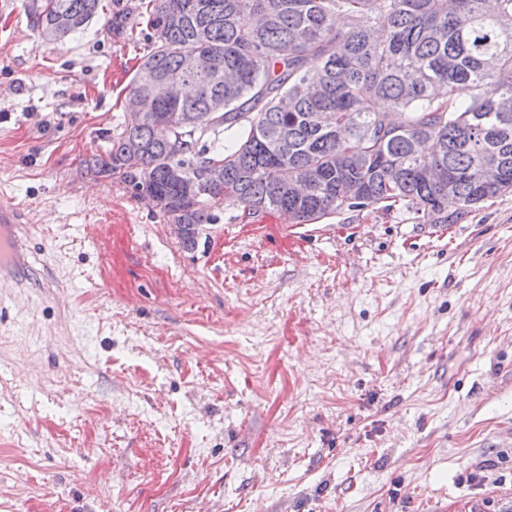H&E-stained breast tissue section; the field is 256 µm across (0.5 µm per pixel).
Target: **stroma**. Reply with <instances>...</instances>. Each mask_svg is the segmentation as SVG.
Returning a JSON list of instances; mask_svg holds the SVG:
<instances>
[{"label":"stroma","mask_w":512,"mask_h":512,"mask_svg":"<svg viewBox=\"0 0 512 512\" xmlns=\"http://www.w3.org/2000/svg\"><path fill=\"white\" fill-rule=\"evenodd\" d=\"M0 17V512H512V193L307 224L212 207L187 248L85 162L146 20L46 41ZM28 208L0 193V279L23 286L21 274L28 265V238L32 220Z\"/></svg>","instance_id":"obj_1"}]
</instances>
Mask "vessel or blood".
<instances>
[{"mask_svg":"<svg viewBox=\"0 0 512 512\" xmlns=\"http://www.w3.org/2000/svg\"><path fill=\"white\" fill-rule=\"evenodd\" d=\"M31 219L24 204L0 193V279L21 283L28 265Z\"/></svg>","mask_w":512,"mask_h":512,"instance_id":"vessel-or-blood-1","label":"vessel or blood"}]
</instances>
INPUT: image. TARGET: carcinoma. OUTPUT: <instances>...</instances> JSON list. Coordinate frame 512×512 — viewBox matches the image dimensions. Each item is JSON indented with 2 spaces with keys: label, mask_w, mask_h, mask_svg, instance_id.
<instances>
[{
  "label": "carcinoma",
  "mask_w": 512,
  "mask_h": 512,
  "mask_svg": "<svg viewBox=\"0 0 512 512\" xmlns=\"http://www.w3.org/2000/svg\"><path fill=\"white\" fill-rule=\"evenodd\" d=\"M147 54L128 96L145 121L107 133L87 163L192 227L210 209L284 212L307 223L342 207L402 203L430 224L512 192V0H149ZM103 0H31L44 38ZM206 55V74L184 60ZM180 78L192 94L157 93ZM385 101L403 117L389 127ZM169 129L158 138L155 128ZM184 183L168 178L172 164ZM460 207L448 212V197Z\"/></svg>",
  "instance_id": "cac0c4a2"
}]
</instances>
